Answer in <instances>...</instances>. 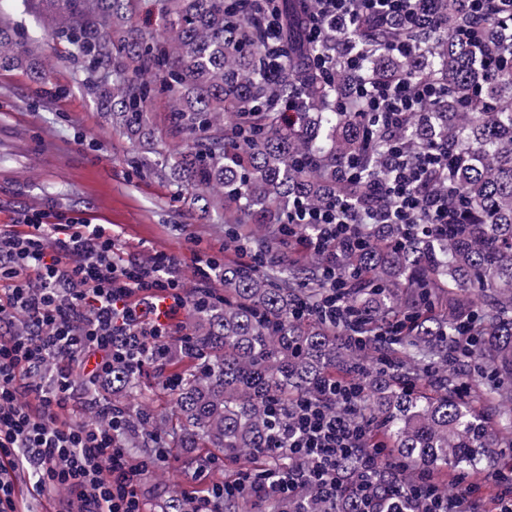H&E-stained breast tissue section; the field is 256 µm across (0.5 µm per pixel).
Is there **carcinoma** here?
Segmentation results:
<instances>
[{
  "label": "carcinoma",
  "instance_id": "carcinoma-1",
  "mask_svg": "<svg viewBox=\"0 0 512 512\" xmlns=\"http://www.w3.org/2000/svg\"><path fill=\"white\" fill-rule=\"evenodd\" d=\"M48 24L42 40L12 32L0 15V67L44 71L51 42L68 43L81 59L82 85L102 117L144 151L137 169L156 170L190 190L189 205L224 213V250L244 240L258 257L224 262V300L197 314L192 365L171 392V414L126 411L125 443L151 453L150 436L174 448H214L236 464L269 448L274 397L316 396L332 372L362 389L356 420L376 427L374 442L393 449L410 480L471 472L495 458L512 468V45L498 53L488 77L481 56L457 41L464 22L448 14L441 27L413 34L417 52L392 55L388 23L332 24L324 38L304 37L317 0H268L282 49L270 71L251 0H152L157 33L135 20L139 0H25ZM499 0L488 5L486 39L496 34ZM365 51V76L389 82L430 78L446 88L401 128L370 124L350 102L359 73L323 70L322 57L342 58L343 46ZM166 98L180 151L158 153L152 104ZM448 154L453 204L466 217L430 238H410L401 224L364 228L361 250L336 251L351 275L331 285L324 256L280 249L288 213L299 198L323 207L344 196L361 207L384 179L379 158L389 150L415 156ZM361 161L364 177L350 178ZM367 317L371 348L343 339L318 320L297 319L302 301L321 305L331 288ZM473 322L472 356L454 360L441 338ZM139 380L112 366V395L130 397ZM271 512H357L353 496L324 503L311 496L297 509L273 499Z\"/></svg>",
  "mask_w": 512,
  "mask_h": 512
}]
</instances>
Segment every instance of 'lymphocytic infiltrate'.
I'll return each mask as SVG.
<instances>
[{"label":"lymphocytic infiltrate","instance_id":"1","mask_svg":"<svg viewBox=\"0 0 512 512\" xmlns=\"http://www.w3.org/2000/svg\"><path fill=\"white\" fill-rule=\"evenodd\" d=\"M436 0H321L310 22V39H320L322 21L355 20L366 15L390 18L399 30L394 53L414 49L412 34L440 24ZM437 83L363 81L353 102L357 112L400 126L410 112L436 98ZM382 183L384 206L356 209L339 199L324 208L297 204L292 224H317L321 231L306 249L332 255L343 238L361 224H402L410 234H432L436 225L458 224L462 214L447 198L422 195L417 188L448 172L445 153L427 151L410 158L394 151ZM22 230L0 228V326L17 315L28 322L25 334L0 336V512H16L17 472L31 473L32 497L57 489L76 493L79 512H145L144 486L156 462L167 454L132 458L123 444V411L107 409L106 424L82 418L78 389L109 381L112 366L131 373L148 365L164 367L172 342L190 348V334L176 325L180 310H200L215 291L209 285L219 263L209 258L203 286L186 295L176 255L154 254L149 262L118 256L112 231L80 218L49 224L42 212L26 213ZM360 397L348 378L327 380L321 399L300 398L292 405L273 401L278 415L274 448L300 460L290 471L242 470L221 483L200 481L183 497L182 512H220L228 497L256 501L273 496L301 497L314 490L325 500L354 492L363 512H390L405 487L379 488V462L401 471L390 449L369 444L367 425L349 409ZM359 456L360 468L347 474L342 459ZM421 512H512V471L487 467L481 482L457 475L443 488L421 474L410 487Z\"/></svg>","mask_w":512,"mask_h":512}]
</instances>
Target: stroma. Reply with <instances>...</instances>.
I'll list each match as a JSON object with an SVG mask.
<instances>
[{
    "mask_svg": "<svg viewBox=\"0 0 512 512\" xmlns=\"http://www.w3.org/2000/svg\"><path fill=\"white\" fill-rule=\"evenodd\" d=\"M49 76L0 70V121L20 124L33 141H50L63 157L52 171L32 176L28 191L0 182V226L20 223L42 210L50 224L82 217L112 225L123 259L144 261L156 252L180 259L187 288L199 280L195 251L224 253L219 218L191 209L183 192L164 175L129 162L133 146L123 130L107 125L95 99L81 84L80 61L64 42H54ZM206 449L175 453L147 483V512H165L172 490L193 489V474Z\"/></svg>",
    "mask_w": 512,
    "mask_h": 512,
    "instance_id": "stroma-1",
    "label": "stroma"
}]
</instances>
